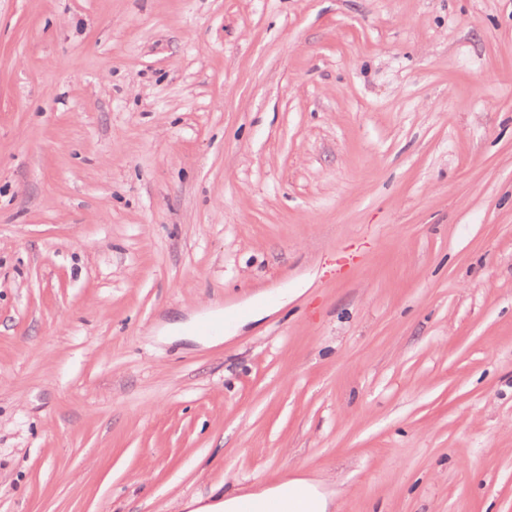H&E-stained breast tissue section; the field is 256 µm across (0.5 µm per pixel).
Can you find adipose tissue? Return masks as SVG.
<instances>
[{
    "label": "adipose tissue",
    "instance_id": "1",
    "mask_svg": "<svg viewBox=\"0 0 512 512\" xmlns=\"http://www.w3.org/2000/svg\"><path fill=\"white\" fill-rule=\"evenodd\" d=\"M335 496L326 481L296 473L275 485L254 486L237 495L193 496L182 502L181 507L183 512H240L241 502L248 500L256 512H265L272 503L280 504L281 512H334Z\"/></svg>",
    "mask_w": 512,
    "mask_h": 512
}]
</instances>
